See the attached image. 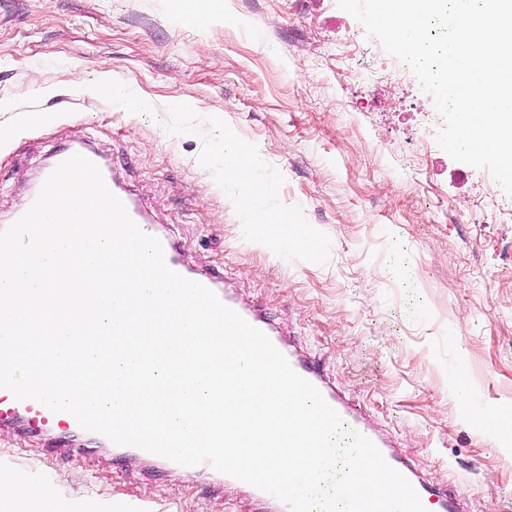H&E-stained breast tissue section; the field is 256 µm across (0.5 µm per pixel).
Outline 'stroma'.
Instances as JSON below:
<instances>
[{
	"mask_svg": "<svg viewBox=\"0 0 512 512\" xmlns=\"http://www.w3.org/2000/svg\"><path fill=\"white\" fill-rule=\"evenodd\" d=\"M0 0V225L49 155L98 152L184 263L215 269L336 389L359 403L430 484L466 512H512V215L485 169L453 160L429 125L432 97L337 0ZM232 22H225V15ZM132 83L153 115L92 94L95 72ZM225 120L285 182L279 198L332 239L318 265L245 240L201 141L168 135L173 104ZM48 112L42 122L22 115ZM58 490V512H253L154 463L55 428L0 423V480Z\"/></svg>",
	"mask_w": 512,
	"mask_h": 512,
	"instance_id": "35a3bbf8",
	"label": "stroma"
}]
</instances>
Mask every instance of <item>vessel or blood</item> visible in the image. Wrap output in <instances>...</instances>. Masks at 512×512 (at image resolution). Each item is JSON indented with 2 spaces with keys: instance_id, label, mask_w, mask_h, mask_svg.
<instances>
[{
  "instance_id": "vessel-or-blood-1",
  "label": "vessel or blood",
  "mask_w": 512,
  "mask_h": 512,
  "mask_svg": "<svg viewBox=\"0 0 512 512\" xmlns=\"http://www.w3.org/2000/svg\"><path fill=\"white\" fill-rule=\"evenodd\" d=\"M105 183L110 191L123 202L129 216L137 226L145 234L160 239L168 266L182 276L214 291L224 304L236 311L251 325L264 332L273 345L287 358L291 367L321 392L327 403L341 416L345 425L350 430L368 437L379 448L386 461L408 479L419 494L427 512H462V505L455 495L429 486L424 479H421L391 451L389 443L363 411L336 391L318 368L304 359L297 350L292 349L290 344L282 338L280 331L259 308L244 302L233 291L226 289L220 272L208 269H189L181 260L176 244L163 234L159 225L152 223L149 215L126 188L111 177L106 178ZM14 414L25 415L29 422V428L33 431L49 425L61 424L73 427L77 424L75 417L70 413L52 412L36 400L13 399L9 401L1 397L0 417L4 418ZM248 492L257 504L256 512H290L286 503L281 502L270 493L253 486L249 487Z\"/></svg>"
}]
</instances>
